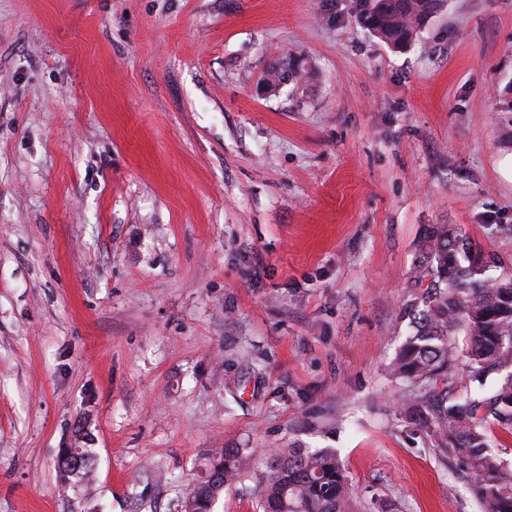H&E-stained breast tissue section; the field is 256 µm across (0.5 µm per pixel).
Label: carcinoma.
I'll use <instances>...</instances> for the list:
<instances>
[{"mask_svg":"<svg viewBox=\"0 0 512 512\" xmlns=\"http://www.w3.org/2000/svg\"><path fill=\"white\" fill-rule=\"evenodd\" d=\"M361 23L395 47L408 46L444 0H360ZM305 61L288 54V70L269 68L271 86L301 80ZM419 250L431 287L413 311V331L390 364L393 378L418 390L412 408L443 454L457 459L471 477L481 512H512V467L492 450L488 425L512 433V277L488 284L480 278L487 260L462 228L437 224ZM462 333L458 350L454 335ZM465 358L471 391L449 396L457 352ZM490 378L494 393L481 390ZM251 455L247 448L212 454L206 479L189 493L187 512H213L224 487L236 481ZM257 512H358L356 494L330 448H277L255 473Z\"/></svg>","mask_w":512,"mask_h":512,"instance_id":"cac0c4a2","label":"carcinoma"}]
</instances>
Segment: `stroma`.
I'll list each match as a JSON object with an SVG mask.
<instances>
[{
  "mask_svg": "<svg viewBox=\"0 0 512 512\" xmlns=\"http://www.w3.org/2000/svg\"><path fill=\"white\" fill-rule=\"evenodd\" d=\"M359 11L0 0V512H184L213 449L284 446L361 512H481L387 368L431 226L512 276V0L404 50ZM288 58V71L282 70L281 72L269 67L267 70V74L271 76V87H274L272 90H276L279 88L280 85L286 84L288 82H297L302 80L301 76L304 72L307 73V75L311 74L310 69H305V61L300 56H295L291 53L288 54V56L284 57Z\"/></svg>",
  "mask_w": 512,
  "mask_h": 512,
  "instance_id": "35a3bbf8",
  "label": "stroma"
}]
</instances>
